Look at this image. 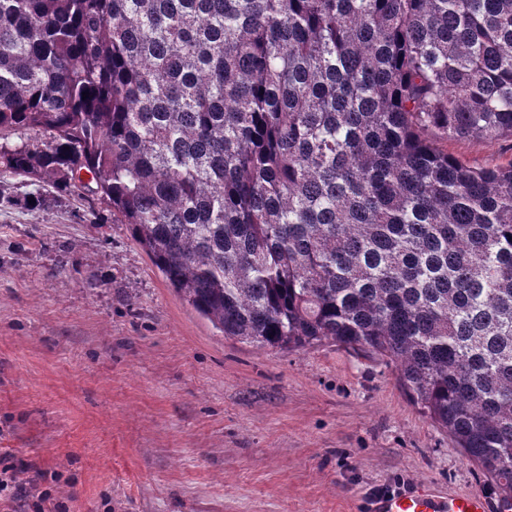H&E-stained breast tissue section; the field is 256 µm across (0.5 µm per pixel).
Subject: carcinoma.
Returning <instances> with one entry per match:
<instances>
[{
	"instance_id": "1",
	"label": "carcinoma",
	"mask_w": 512,
	"mask_h": 512,
	"mask_svg": "<svg viewBox=\"0 0 512 512\" xmlns=\"http://www.w3.org/2000/svg\"><path fill=\"white\" fill-rule=\"evenodd\" d=\"M0 175L84 184L224 337L332 340L512 501V0H0ZM448 154L475 165H493L512 157V136L495 139L448 141Z\"/></svg>"
}]
</instances>
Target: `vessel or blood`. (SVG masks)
I'll return each mask as SVG.
<instances>
[{"mask_svg":"<svg viewBox=\"0 0 512 512\" xmlns=\"http://www.w3.org/2000/svg\"><path fill=\"white\" fill-rule=\"evenodd\" d=\"M372 512H512V503H500L491 508L479 494L454 495L445 499L427 491L411 494H391L379 498Z\"/></svg>","mask_w":512,"mask_h":512,"instance_id":"b4317fda","label":"vessel or blood"}]
</instances>
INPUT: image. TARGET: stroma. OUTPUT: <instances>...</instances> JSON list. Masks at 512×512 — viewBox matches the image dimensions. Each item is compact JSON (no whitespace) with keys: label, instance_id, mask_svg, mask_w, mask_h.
Masks as SVG:
<instances>
[{"label":"stroma","instance_id":"stroma-1","mask_svg":"<svg viewBox=\"0 0 512 512\" xmlns=\"http://www.w3.org/2000/svg\"><path fill=\"white\" fill-rule=\"evenodd\" d=\"M475 165L512 136L452 141ZM41 193L42 207L19 200ZM70 512H363L499 498L394 367L228 339L83 186L0 177V456ZM372 512H490L480 494L454 495L442 500L427 491L411 494H391L379 498Z\"/></svg>","mask_w":512,"mask_h":512}]
</instances>
